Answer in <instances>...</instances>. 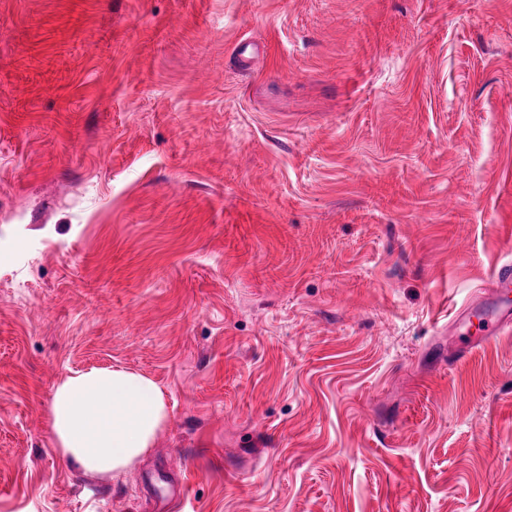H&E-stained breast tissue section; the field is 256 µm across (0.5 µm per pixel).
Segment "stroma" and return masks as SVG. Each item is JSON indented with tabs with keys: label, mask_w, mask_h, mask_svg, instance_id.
I'll list each match as a JSON object with an SVG mask.
<instances>
[{
	"label": "stroma",
	"mask_w": 512,
	"mask_h": 512,
	"mask_svg": "<svg viewBox=\"0 0 512 512\" xmlns=\"http://www.w3.org/2000/svg\"><path fill=\"white\" fill-rule=\"evenodd\" d=\"M512 0H0V512H512ZM169 419L87 476L48 409ZM510 267L503 266L485 289L489 296L485 307L468 305L457 313L453 321L458 334L454 361L467 358L476 347L490 342L512 325V301L508 298L512 293ZM472 318L479 321V337L471 336ZM168 416L158 384L119 367L70 371L56 384L49 406L58 453L90 476L130 469L153 448Z\"/></svg>",
	"instance_id": "35a3bbf8"
}]
</instances>
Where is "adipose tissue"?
<instances>
[{
	"label": "adipose tissue",
	"mask_w": 512,
	"mask_h": 512,
	"mask_svg": "<svg viewBox=\"0 0 512 512\" xmlns=\"http://www.w3.org/2000/svg\"><path fill=\"white\" fill-rule=\"evenodd\" d=\"M168 416L158 384L119 367L69 372L56 384L49 406L58 453L90 476L130 469L153 448Z\"/></svg>",
	"instance_id": "adipose-tissue-1"
}]
</instances>
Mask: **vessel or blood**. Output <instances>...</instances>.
Wrapping results in <instances>:
<instances>
[{
    "label": "vessel or blood",
    "instance_id": "obj_1",
    "mask_svg": "<svg viewBox=\"0 0 512 512\" xmlns=\"http://www.w3.org/2000/svg\"><path fill=\"white\" fill-rule=\"evenodd\" d=\"M485 293V306L463 307L454 319L458 334L455 359L467 358L476 347L490 342L512 326V268L502 267ZM475 327L480 330L476 337L471 334Z\"/></svg>",
    "mask_w": 512,
    "mask_h": 512
}]
</instances>
